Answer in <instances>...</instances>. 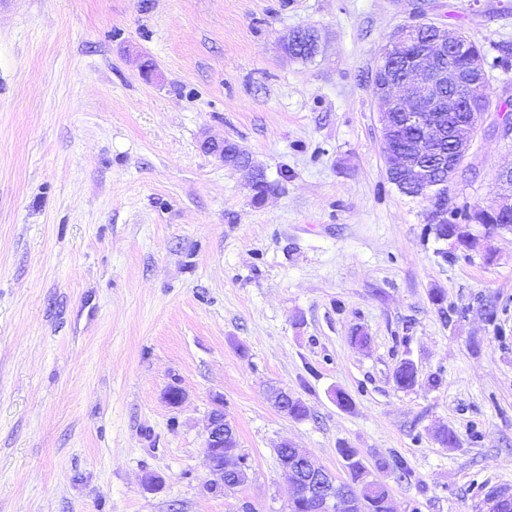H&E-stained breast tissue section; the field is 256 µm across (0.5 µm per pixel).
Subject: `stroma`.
<instances>
[{
	"mask_svg": "<svg viewBox=\"0 0 512 512\" xmlns=\"http://www.w3.org/2000/svg\"><path fill=\"white\" fill-rule=\"evenodd\" d=\"M424 19L512 101V0H0V512H288L284 440L339 478L344 448L402 458L395 512L512 486V230L442 258L382 149L372 77ZM305 27L319 53L288 57ZM210 136L264 170V203ZM511 164L477 132L453 205L494 207ZM218 393L248 464L228 496L203 488ZM282 395L278 401H274L276 407L283 413H287L288 417L294 420H303L309 417L310 411L305 403L300 399H294L287 390L281 389ZM288 399H294L288 401Z\"/></svg>",
	"mask_w": 512,
	"mask_h": 512,
	"instance_id": "stroma-1",
	"label": "stroma"
}]
</instances>
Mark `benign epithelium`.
I'll return each instance as SVG.
<instances>
[{
    "mask_svg": "<svg viewBox=\"0 0 512 512\" xmlns=\"http://www.w3.org/2000/svg\"><path fill=\"white\" fill-rule=\"evenodd\" d=\"M470 38L462 31L432 21L406 25L388 38L389 58L402 72L375 76L372 91L385 104L380 113L381 141L387 172L402 173L405 182L419 190V198L430 199L433 207L428 215L434 224L448 220V200L437 192L451 183L461 170L472 146L475 132L485 128L491 110L483 107L489 87L482 57L469 56L468 68L461 71L448 64V59L468 53ZM400 111L399 123L391 122L392 111ZM415 134L406 141V132ZM448 143L446 182L436 181L441 171L433 160L440 157L442 144ZM497 182L501 193L494 214H512V165L499 170ZM233 425L224 414V397L217 394L207 415L204 451L209 461L211 479L207 490L224 493V482L246 467V461L235 459L224 465V439L232 436ZM293 449L298 466L282 467L298 494L304 479L307 488L328 482L326 472L303 451L290 442L280 444Z\"/></svg>",
    "mask_w": 512,
    "mask_h": 512,
    "instance_id": "7a95c632",
    "label": "benign epithelium"
}]
</instances>
